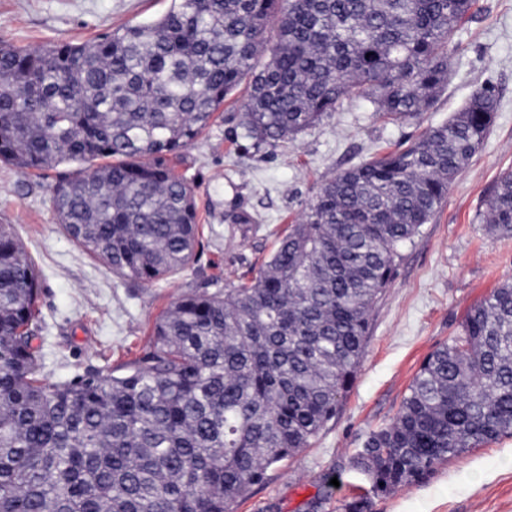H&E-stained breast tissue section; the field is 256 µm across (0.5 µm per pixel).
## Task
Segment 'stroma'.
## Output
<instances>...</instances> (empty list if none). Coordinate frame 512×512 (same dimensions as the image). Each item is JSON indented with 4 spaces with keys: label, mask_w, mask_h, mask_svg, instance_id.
Wrapping results in <instances>:
<instances>
[{
    "label": "stroma",
    "mask_w": 512,
    "mask_h": 512,
    "mask_svg": "<svg viewBox=\"0 0 512 512\" xmlns=\"http://www.w3.org/2000/svg\"><path fill=\"white\" fill-rule=\"evenodd\" d=\"M171 0H0V39L34 49L84 43L126 24L155 20ZM456 37L448 83L434 107L393 124L359 99L345 101L295 140L236 151L238 90L224 118L183 152L178 169L195 188L202 224L198 260L181 275L144 284L113 275L57 222L52 187L63 165L38 176L0 163V224L11 225L41 281L37 345L50 380L110 370L149 341L156 318L179 295L252 277L282 229L295 223L317 187L385 147L420 135L458 111L482 86L495 90L490 132L448 190V198L397 262L370 317L356 377L335 418L309 447L268 471L235 512H341L370 488L354 465L367 435L390 423L426 357L458 336L468 310L512 281V236L492 235L486 201L512 169V0H477ZM251 221L238 223L240 214ZM371 512H512V437L479 445L440 465L425 482L374 498Z\"/></svg>",
    "instance_id": "1"
}]
</instances>
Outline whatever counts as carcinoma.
Wrapping results in <instances>:
<instances>
[{
	"instance_id": "carcinoma-1",
	"label": "carcinoma",
	"mask_w": 512,
	"mask_h": 512,
	"mask_svg": "<svg viewBox=\"0 0 512 512\" xmlns=\"http://www.w3.org/2000/svg\"><path fill=\"white\" fill-rule=\"evenodd\" d=\"M476 0H171L146 23L36 49L0 40V162L57 182L63 231L118 277H174L197 260L181 152L241 85V138L259 150L355 96L393 123L446 85ZM498 104L476 89L448 122L318 186L248 282L192 291L124 366L51 383L40 279L0 224V512H234L267 470L336 415L371 312L483 144ZM512 236V170L487 204ZM512 435V282L424 362L393 421L355 457L378 496Z\"/></svg>"
}]
</instances>
